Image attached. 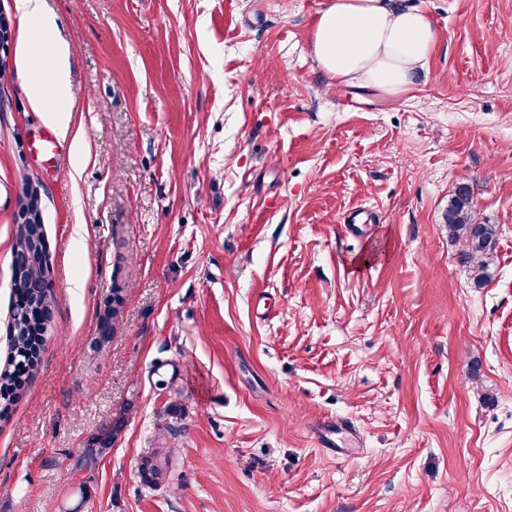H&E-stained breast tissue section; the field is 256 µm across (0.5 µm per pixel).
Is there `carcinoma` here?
I'll return each mask as SVG.
<instances>
[{"label":"carcinoma","instance_id":"obj_1","mask_svg":"<svg viewBox=\"0 0 512 512\" xmlns=\"http://www.w3.org/2000/svg\"><path fill=\"white\" fill-rule=\"evenodd\" d=\"M40 218L38 189L26 185L19 195L15 246H21L26 240V225L34 224ZM446 224L448 237L460 245L459 260L469 268L474 287L485 286L493 276L489 258L496 249L498 229L495 224L477 223L468 186H459L449 201ZM12 260L24 270V274L21 280H12L15 296L12 310L13 350L11 369L0 373V416L8 413L38 364L52 303L48 256L33 254L28 257L19 252L12 256ZM158 385L169 396L166 416L178 419L183 389L176 385V377L161 379ZM124 423V417L120 416L110 427L94 436L88 447L83 449L77 467L92 469L107 457L112 451V438L122 430ZM173 465L169 451L149 448L140 456L138 472L147 487L157 489L168 483Z\"/></svg>","mask_w":512,"mask_h":512}]
</instances>
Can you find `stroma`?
I'll list each match as a JSON object with an SVG mask.
<instances>
[{"label": "stroma", "mask_w": 512, "mask_h": 512, "mask_svg": "<svg viewBox=\"0 0 512 512\" xmlns=\"http://www.w3.org/2000/svg\"><path fill=\"white\" fill-rule=\"evenodd\" d=\"M14 2L0 370L28 181L53 302L0 420V512H512V0H405L438 41L396 98L329 86L310 53L329 0H44L72 51L54 160L33 148L20 49L39 30ZM462 183L498 228L482 288L444 220ZM161 375L183 389L172 434ZM118 416L111 453L77 468ZM328 421L341 452L316 443ZM150 448L176 461L157 489ZM173 465V457L165 448H150L140 456L138 472L147 487L157 489L168 483Z\"/></svg>", "instance_id": "obj_1"}]
</instances>
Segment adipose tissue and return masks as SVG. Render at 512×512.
<instances>
[{
  "label": "adipose tissue",
  "mask_w": 512,
  "mask_h": 512,
  "mask_svg": "<svg viewBox=\"0 0 512 512\" xmlns=\"http://www.w3.org/2000/svg\"><path fill=\"white\" fill-rule=\"evenodd\" d=\"M15 7L40 30L38 45H24L22 51L30 103L50 124L68 131L72 114L63 99L71 50L57 40L44 0H16ZM437 40L428 14L398 0H330L317 20L311 50L336 84L359 81L396 97L423 74Z\"/></svg>",
  "instance_id": "obj_1"
}]
</instances>
